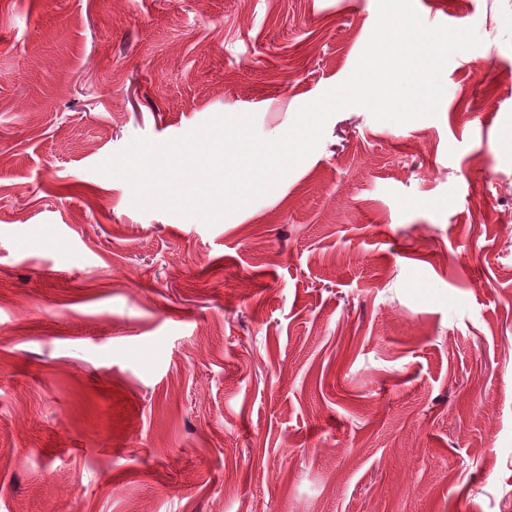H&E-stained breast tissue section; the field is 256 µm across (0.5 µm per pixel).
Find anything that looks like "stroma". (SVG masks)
I'll use <instances>...</instances> for the list:
<instances>
[{
    "mask_svg": "<svg viewBox=\"0 0 512 512\" xmlns=\"http://www.w3.org/2000/svg\"><path fill=\"white\" fill-rule=\"evenodd\" d=\"M436 116L337 111L213 226L95 167L345 81L377 0H0V512H512V0Z\"/></svg>",
    "mask_w": 512,
    "mask_h": 512,
    "instance_id": "stroma-1",
    "label": "stroma"
}]
</instances>
